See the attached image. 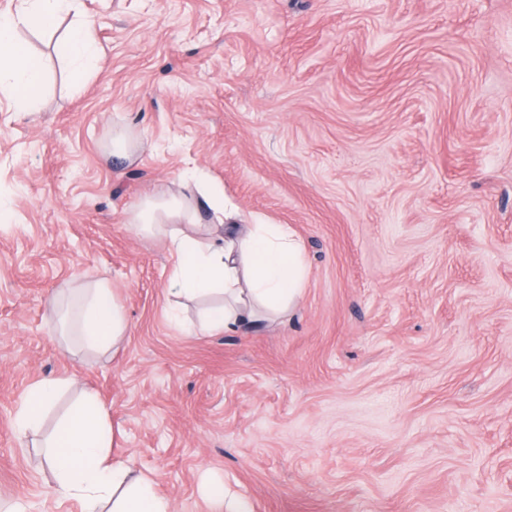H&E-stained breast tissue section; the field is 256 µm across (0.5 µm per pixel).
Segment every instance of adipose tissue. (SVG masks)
Here are the masks:
<instances>
[{
	"instance_id": "ef3b65f1",
	"label": "adipose tissue",
	"mask_w": 512,
	"mask_h": 512,
	"mask_svg": "<svg viewBox=\"0 0 512 512\" xmlns=\"http://www.w3.org/2000/svg\"><path fill=\"white\" fill-rule=\"evenodd\" d=\"M69 26L58 53L74 79L103 65L94 20L81 0H16L0 11V94L20 111H33L45 83L41 58L19 36L20 30L49 31L60 20ZM210 214L202 223L201 211ZM224 193L185 176L179 191L161 190L141 200L133 223L168 239L174 262L168 280L177 300L218 299L204 310L201 328L208 333L238 332L284 317L299 303L307 278L301 240L285 224H241ZM74 335L90 350L117 347L127 333L122 306L105 282L82 289ZM60 378L33 384L18 410L20 431L38 425L56 395L68 387ZM114 429L96 396L83 391L45 443V461L54 475L52 493L77 502L81 512H171L151 477L138 475L111 454Z\"/></svg>"
}]
</instances>
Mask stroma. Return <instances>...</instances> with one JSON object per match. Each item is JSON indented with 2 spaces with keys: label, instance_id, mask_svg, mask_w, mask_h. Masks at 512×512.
<instances>
[{
  "label": "stroma",
  "instance_id": "stroma-1",
  "mask_svg": "<svg viewBox=\"0 0 512 512\" xmlns=\"http://www.w3.org/2000/svg\"><path fill=\"white\" fill-rule=\"evenodd\" d=\"M81 2L104 67L73 86L65 27L28 31L41 107L0 96V503L80 512L41 445L91 390L173 512H215L209 478L248 512H512V0ZM119 123L135 165L103 156ZM187 170L302 240L288 318L171 320L130 216ZM100 281L105 354L44 315ZM44 377L71 385L22 434Z\"/></svg>",
  "mask_w": 512,
  "mask_h": 512
}]
</instances>
